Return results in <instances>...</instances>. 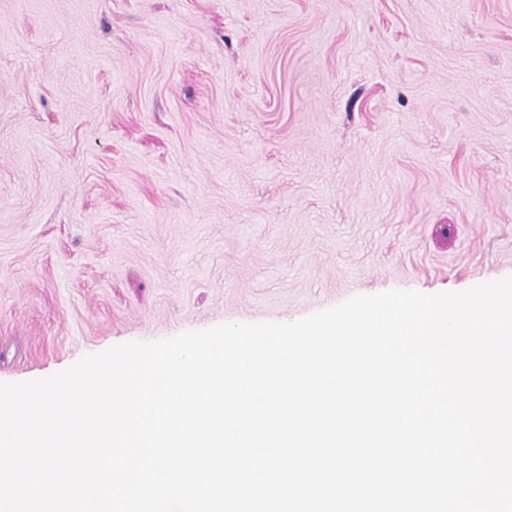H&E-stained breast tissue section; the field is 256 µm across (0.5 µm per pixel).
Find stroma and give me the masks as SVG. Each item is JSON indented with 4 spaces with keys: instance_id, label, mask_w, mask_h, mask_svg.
<instances>
[{
    "instance_id": "stroma-1",
    "label": "stroma",
    "mask_w": 512,
    "mask_h": 512,
    "mask_svg": "<svg viewBox=\"0 0 512 512\" xmlns=\"http://www.w3.org/2000/svg\"><path fill=\"white\" fill-rule=\"evenodd\" d=\"M512 275V0H0V382Z\"/></svg>"
}]
</instances>
